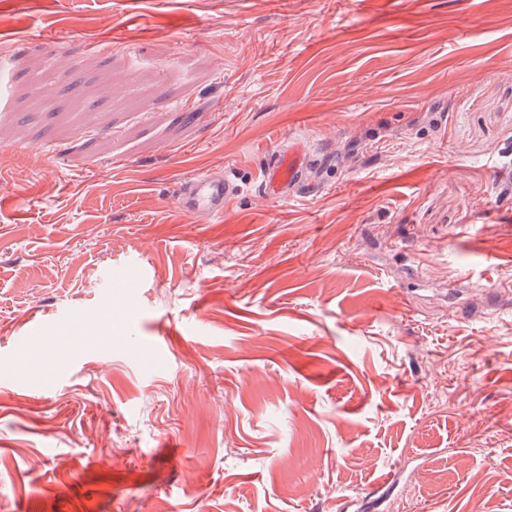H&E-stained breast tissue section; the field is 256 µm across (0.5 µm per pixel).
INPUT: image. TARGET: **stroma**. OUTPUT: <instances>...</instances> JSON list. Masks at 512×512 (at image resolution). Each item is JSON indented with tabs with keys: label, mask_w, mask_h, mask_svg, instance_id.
Here are the masks:
<instances>
[{
	"label": "stroma",
	"mask_w": 512,
	"mask_h": 512,
	"mask_svg": "<svg viewBox=\"0 0 512 512\" xmlns=\"http://www.w3.org/2000/svg\"><path fill=\"white\" fill-rule=\"evenodd\" d=\"M0 506L512 512V0H0ZM308 162L307 147L302 141L284 144L269 155L256 186L270 199L291 200L303 191ZM240 192L235 180L207 174L190 178L185 183L179 203L189 215L207 221L223 217Z\"/></svg>",
	"instance_id": "obj_1"
}]
</instances>
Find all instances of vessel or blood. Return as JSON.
Returning <instances> with one entry per match:
<instances>
[{"label":"vessel or blood","mask_w":512,"mask_h":512,"mask_svg":"<svg viewBox=\"0 0 512 512\" xmlns=\"http://www.w3.org/2000/svg\"><path fill=\"white\" fill-rule=\"evenodd\" d=\"M308 162L306 145L299 140L291 141L270 154L257 186L270 199L291 200L303 191ZM240 192L235 180L207 174L186 182L179 203L189 215L209 220L223 217Z\"/></svg>","instance_id":"vessel-or-blood-1"}]
</instances>
